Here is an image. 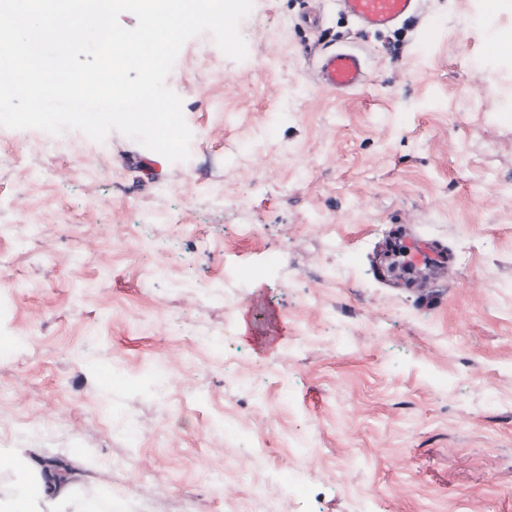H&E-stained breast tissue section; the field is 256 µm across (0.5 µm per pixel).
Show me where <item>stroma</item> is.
<instances>
[{"label": "stroma", "mask_w": 512, "mask_h": 512, "mask_svg": "<svg viewBox=\"0 0 512 512\" xmlns=\"http://www.w3.org/2000/svg\"><path fill=\"white\" fill-rule=\"evenodd\" d=\"M241 33L166 80L187 161L0 127V451L126 512H512V10ZM341 49L361 89L318 83ZM406 237L442 256L391 276Z\"/></svg>", "instance_id": "35a3bbf8"}]
</instances>
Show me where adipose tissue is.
Returning a JSON list of instances; mask_svg holds the SVG:
<instances>
[{
    "mask_svg": "<svg viewBox=\"0 0 512 512\" xmlns=\"http://www.w3.org/2000/svg\"><path fill=\"white\" fill-rule=\"evenodd\" d=\"M5 467L14 471L16 484L0 498V512H89L69 482L44 475L29 460L0 456V469Z\"/></svg>",
    "mask_w": 512,
    "mask_h": 512,
    "instance_id": "1",
    "label": "adipose tissue"
}]
</instances>
